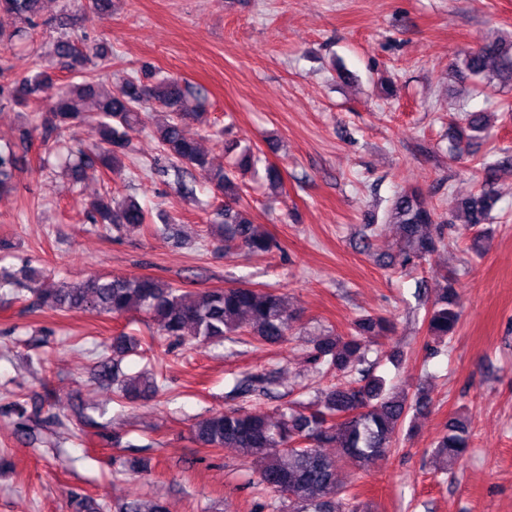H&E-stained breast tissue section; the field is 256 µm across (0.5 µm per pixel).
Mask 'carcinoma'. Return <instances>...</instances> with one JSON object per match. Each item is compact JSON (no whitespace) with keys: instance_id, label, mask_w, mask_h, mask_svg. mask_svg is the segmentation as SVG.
<instances>
[{"instance_id":"cac0c4a2","label":"carcinoma","mask_w":512,"mask_h":512,"mask_svg":"<svg viewBox=\"0 0 512 512\" xmlns=\"http://www.w3.org/2000/svg\"><path fill=\"white\" fill-rule=\"evenodd\" d=\"M81 9L101 18L109 12L110 0H72ZM43 0H0V47L9 48L14 39L34 41L40 27ZM52 54L60 68L83 78L60 87L54 103L42 112L46 139L52 153L60 146L62 131L87 125L94 138L76 147L79 162L70 175L81 180L90 172L112 171L131 151L134 135L142 125V109L149 105L162 117L154 129L163 160L154 174L173 183L181 199L195 202L197 185L185 178L186 170H200L215 191L224 196V207L213 225V236L224 246L262 256L277 247L276 240L253 224L242 203L235 171L213 170L198 142L185 133L191 123H207L205 113L188 104L191 93L179 80L165 77L151 82L129 80L120 93L102 91L91 80L97 61L109 55L100 43L76 42L62 33L52 43ZM454 78L464 81L478 77L491 84L512 82V41L496 37L485 39L475 48L463 51L451 64ZM55 83L54 71L34 57L29 74L11 87L0 86V103L28 108L32 96ZM487 130L486 113L472 112L466 127L453 126L448 151L462 156L469 144ZM481 188L458 202L462 223L476 229L481 238L483 225L494 219L498 203L493 186V166H482ZM22 170V156L11 146H0V192L15 189ZM94 224L138 228L147 223L148 212L131 196L116 197L107 192L87 207ZM388 222L399 225L400 241L390 265L407 270L420 266L439 249L446 247L441 231L431 233L435 214L423 194L404 190L392 199L386 212ZM427 311V332L442 342L451 338L461 320L457 293L448 275ZM40 306L56 312H91L119 318L144 313L157 326L160 336L189 337L199 344L224 341L235 333L257 342L276 345L285 341L299 315L288 311L285 297L270 289L233 285L220 289L188 291L152 277L109 278L91 275L65 288L37 290ZM391 332L390 323L371 315L360 316L350 334L328 332L313 340L311 357L328 372L344 376L358 373V380L324 391L315 408L304 412L292 408L271 417L263 413L224 412L202 418L192 427L194 442L201 448H233L245 456L265 461L260 485L274 495L273 512H364L358 495L336 482L338 462L324 449L340 444L343 456L358 469L369 466L391 449L409 414H418L431 404L428 390L420 387L409 396L394 390L386 379L359 368L371 343ZM141 347L138 338L127 332L112 337L108 351L98 356L94 378L116 386L120 396L131 402L145 400L161 386L158 374L125 373L124 357ZM471 431L467 421L452 418L436 444L439 467L457 462L469 447ZM105 502L75 493L69 512H104ZM117 512H167L159 499H131Z\"/></svg>"}]
</instances>
